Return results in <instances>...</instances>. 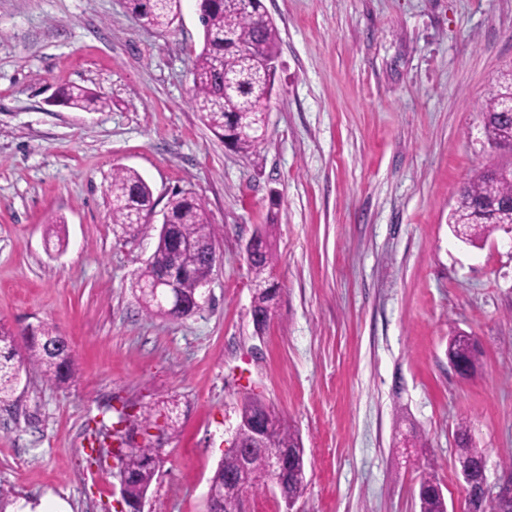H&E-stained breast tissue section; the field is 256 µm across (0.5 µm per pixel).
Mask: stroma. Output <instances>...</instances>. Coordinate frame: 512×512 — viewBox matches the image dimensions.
<instances>
[{"instance_id":"stroma-1","label":"stroma","mask_w":512,"mask_h":512,"mask_svg":"<svg viewBox=\"0 0 512 512\" xmlns=\"http://www.w3.org/2000/svg\"><path fill=\"white\" fill-rule=\"evenodd\" d=\"M280 33L268 124L252 156L225 147L190 104L202 47L196 0L171 27L125 0H0V323L49 324L76 372L22 374L0 403V497L49 493L112 512L111 464L86 437L125 407L162 462L145 512H206L209 479L245 398L275 409L306 451L297 512H419L433 470L464 512L456 430L496 484L512 454V248L449 222L462 188L507 155L480 106L512 69V0H263ZM78 84L111 101L47 99ZM154 210L137 237L112 224L117 168ZM203 202L217 232L199 311L145 313L134 288L169 197ZM272 224L277 294L255 334L245 245ZM475 336L459 377L449 336Z\"/></svg>"}]
</instances>
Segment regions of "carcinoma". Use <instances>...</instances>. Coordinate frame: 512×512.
<instances>
[{
	"label": "carcinoma",
	"instance_id": "carcinoma-1",
	"mask_svg": "<svg viewBox=\"0 0 512 512\" xmlns=\"http://www.w3.org/2000/svg\"><path fill=\"white\" fill-rule=\"evenodd\" d=\"M183 0H127V8L143 25L166 29L182 11ZM198 10L203 26V45L192 60V94L190 103L200 119L215 136L231 149L252 154L262 142L263 113L273 95L275 74L261 73L255 62L275 60L279 52V31L274 22H259L262 0H199ZM512 98V71L502 76L496 92L481 111L489 141L502 148L512 145V118L502 105ZM57 103L83 112H102L110 100L89 89L71 85L56 92ZM111 221L121 227L122 234L136 235L145 226L144 213L152 206L153 193L148 183L135 170L119 168L112 174ZM460 195L463 202L450 215L451 224H465L469 242L476 245L495 231L512 227V209L502 203L512 197V184L482 172L466 185ZM166 212L170 223L177 226L179 236L191 242L206 234L215 237L203 203L193 197L176 193L168 200ZM275 262V245L269 231L258 235V243L249 258L248 268L255 283L253 310L270 314L274 288L266 286ZM206 258L191 249L178 258V267L185 275L177 280V290L188 303L198 297V285L205 274ZM172 265L170 245L164 231L158 232L153 254L138 275L135 288L149 313L181 318L187 312L175 313L148 297L145 289L155 284L158 275ZM448 358L474 371L478 362L477 346L448 339ZM39 370L44 379L55 385L66 383L74 372V361L67 341L45 324L28 331L25 352L19 354L14 334L0 326V401L9 399L16 391L23 367ZM267 404L248 398L240 408V421L246 422ZM457 461L468 465L474 481H479V465L483 451L472 446L467 429L459 425ZM273 448L288 449L289 474L306 473L305 448L299 435L283 418L274 420ZM158 449L151 444L128 443L118 467L122 476V495L138 501L149 491L158 471ZM240 457L236 450L224 453L209 480L212 500L220 504L219 512H235L239 491L224 492V484L238 475ZM420 512H447L441 487L435 477H421L418 486Z\"/></svg>",
	"mask_w": 512,
	"mask_h": 512
}]
</instances>
